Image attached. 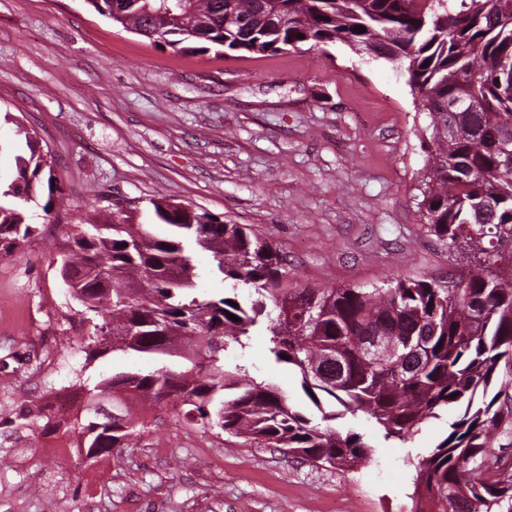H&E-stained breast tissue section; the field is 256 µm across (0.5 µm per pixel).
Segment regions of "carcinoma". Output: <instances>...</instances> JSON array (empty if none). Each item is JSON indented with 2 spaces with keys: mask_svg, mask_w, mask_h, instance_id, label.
I'll list each match as a JSON object with an SVG mask.
<instances>
[{
  "mask_svg": "<svg viewBox=\"0 0 512 512\" xmlns=\"http://www.w3.org/2000/svg\"><path fill=\"white\" fill-rule=\"evenodd\" d=\"M89 3L125 31L182 51L201 41L253 54L342 42L395 65L430 116L418 186L424 225L470 270L453 290L397 275L372 288L303 287L280 247L243 224L161 195L150 201L154 216L173 230L161 239L114 203L110 218L76 225L60 251V276L93 328L85 364L95 359L91 345L110 343L158 366L74 383L75 396L112 402V419L84 405L69 419L44 415V428L74 439L77 456L103 458L144 429L138 401L181 396L185 420L203 429L220 413L224 434L245 445L353 470L370 461L373 445L334 426L344 414L363 413L384 439L407 442L455 406L448 435L417 461L410 512H512V460L494 448L496 431L512 426V406L498 403L512 387V0ZM464 99L479 109L453 107ZM19 134L27 152L0 190V254L34 234L32 184L53 181L49 153L26 129ZM197 250L209 253V273L230 283L232 297L198 291ZM257 330L275 362L300 374L320 419L247 366L226 364L228 349H245Z\"/></svg>",
  "mask_w": 512,
  "mask_h": 512,
  "instance_id": "1",
  "label": "carcinoma"
}]
</instances>
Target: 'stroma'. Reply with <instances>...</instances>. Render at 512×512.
I'll return each mask as SVG.
<instances>
[{"label":"stroma","mask_w":512,"mask_h":512,"mask_svg":"<svg viewBox=\"0 0 512 512\" xmlns=\"http://www.w3.org/2000/svg\"><path fill=\"white\" fill-rule=\"evenodd\" d=\"M428 122L399 69L341 43L187 55L123 31L88 0H0V183L25 145L22 127L49 151L55 177L28 207L35 234L0 255V418L31 400L54 409L78 378L146 368L112 352L85 363L89 329L57 272L71 226L115 195L160 236L150 205L160 195L247 225L305 285L458 272L418 207ZM225 361L306 403L300 375L274 362L265 336ZM458 414L441 411L407 443L343 416L338 427L375 447L353 471L232 443L165 407L144 411L128 448L85 468L76 454H51L57 434L32 417L0 428L11 450L0 512H409L410 462Z\"/></svg>","instance_id":"35a3bbf8"}]
</instances>
